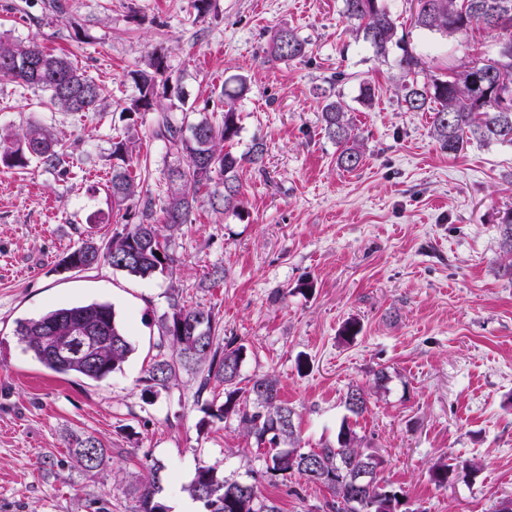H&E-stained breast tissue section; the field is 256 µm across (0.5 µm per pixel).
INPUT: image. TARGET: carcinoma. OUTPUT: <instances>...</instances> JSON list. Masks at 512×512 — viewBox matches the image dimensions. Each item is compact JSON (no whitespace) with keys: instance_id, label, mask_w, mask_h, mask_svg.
<instances>
[{"instance_id":"1","label":"carcinoma","mask_w":512,"mask_h":512,"mask_svg":"<svg viewBox=\"0 0 512 512\" xmlns=\"http://www.w3.org/2000/svg\"><path fill=\"white\" fill-rule=\"evenodd\" d=\"M416 23L423 29L451 35L477 25L502 36L498 57L491 60L495 75L488 77L469 66L448 78L419 82L420 60L396 39V28L384 0H343V14L353 24L356 36L370 43L376 54L391 49L402 51L398 60L404 74L400 101L412 112L433 113L432 134L440 148L457 154L468 146L494 142L512 145V104L504 106V88L498 79L512 80V0H415ZM307 42L291 29H281L271 38L266 55L272 61L291 62L306 55ZM0 76L42 90L62 112L83 113L97 107L101 88L65 57L55 55L36 44L0 41ZM139 97L125 108L127 112H157L154 136L163 142L166 152L185 159V166L168 172L167 202L162 217L155 220L151 200L142 203L141 221L112 235L102 248L89 237L64 255L58 265L72 270L85 268L84 262H105L113 269L142 278L174 266L176 258L168 253L163 232H175L190 222L201 191L214 177L221 176L224 210L240 208L239 171L249 165L261 168L266 144L253 139L242 154L227 143L240 131L237 101L249 91L246 78L235 76L224 82L218 100L222 104L221 121L203 116L195 122L189 116L178 122L166 112L164 101L182 99L179 79L166 73L164 57L155 52L143 66L130 72ZM321 120L326 135L342 147L337 164L356 169L362 159V144L339 100L326 98ZM137 142L131 137L112 140V178L108 189L113 200L124 202L140 194L130 163ZM36 161L48 169L63 171L66 165L64 145L43 124L34 121L19 132L0 131V164L25 169ZM501 229L505 254L511 256L512 210L504 212ZM163 329L169 355L150 364L144 393L155 396L178 381L179 370L206 369L198 391L210 381L224 384V403L211 416L236 417L237 427L247 437L269 444L264 459V474L271 478H295L319 483L333 494L330 512H401V491L379 477L382 461L358 446L355 432L342 422L336 445L304 450L298 444L294 424L295 411L280 399L279 381L266 374L248 380L240 378L245 346L231 340L215 344L218 322L212 310L200 306L170 304ZM15 335L24 351L49 370L92 381L102 380L122 370L134 351L124 324L117 318L112 303L92 301L62 305L37 319L17 322ZM49 336H71L69 350L60 353L49 344ZM372 389L352 386L345 396V407L354 415L368 410ZM111 450L93 435H73L68 460L57 462L81 472H100L108 464ZM153 465L150 478L138 491L136 512H166L156 500L159 472ZM193 499L203 503L206 512H281L270 499L258 496L255 484L219 478L216 468L200 466L189 487Z\"/></svg>"}]
</instances>
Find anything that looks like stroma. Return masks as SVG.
<instances>
[{"label": "stroma", "mask_w": 512, "mask_h": 512, "mask_svg": "<svg viewBox=\"0 0 512 512\" xmlns=\"http://www.w3.org/2000/svg\"><path fill=\"white\" fill-rule=\"evenodd\" d=\"M0 0V39L35 42L69 58L99 83L92 112L53 109L44 92L0 78V128L37 120L61 138L67 174L33 164L0 166V512H135L137 489L161 464L162 503L182 497L199 466L255 482L282 512H329L323 485L271 479L267 449L235 419L209 417L224 387L184 371L145 403L147 369L167 352L162 318L172 300L211 309L218 340L246 346L241 375H276L297 416L303 448L335 443L348 423L384 460L380 475L404 495L406 512H493L512 497V268L500 230L512 209V145L441 150L431 115L411 112L395 86L399 53L376 55L356 37L342 0ZM398 34L423 62L420 80L497 57L495 33L444 36L414 23L413 0H385ZM307 43L305 57L268 62L281 28ZM165 57L183 97L168 111L213 115L225 79L247 77L232 149L262 138V169L240 173L239 211L201 197L190 224L168 240L171 273L141 279L106 263L82 271L55 262L86 235L107 244L140 221L141 202L114 205L107 191L112 139L132 135L141 191L161 212L174 165L151 134L156 115L129 112L130 78L148 54ZM375 91L359 100L361 83ZM343 101L364 144L353 171L324 132V96ZM101 223H88L90 214ZM308 291H299L300 283ZM111 302L135 351L122 371L96 382L58 375L23 350L17 321L61 304ZM361 330L344 340L345 322ZM306 362L298 370V362ZM385 381H378V372ZM374 387L367 412L348 414L350 386ZM112 450L98 473L49 469L66 458L70 433ZM478 461L435 485L440 464Z\"/></svg>", "instance_id": "35a3bbf8"}]
</instances>
